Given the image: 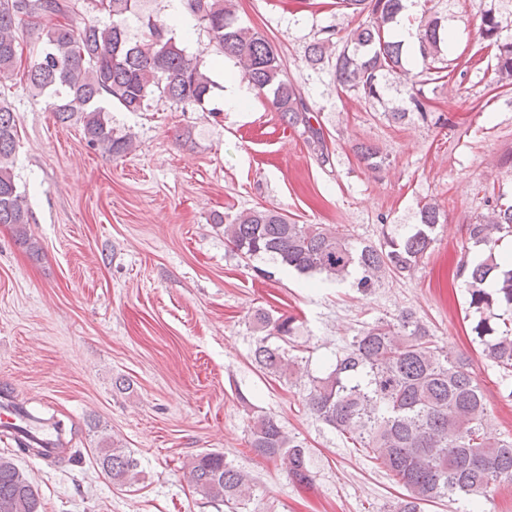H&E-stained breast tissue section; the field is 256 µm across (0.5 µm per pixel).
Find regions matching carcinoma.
Instances as JSON below:
<instances>
[{"instance_id": "cac0c4a2", "label": "carcinoma", "mask_w": 512, "mask_h": 512, "mask_svg": "<svg viewBox=\"0 0 512 512\" xmlns=\"http://www.w3.org/2000/svg\"><path fill=\"white\" fill-rule=\"evenodd\" d=\"M80 0H0V82L12 79L22 64L15 28L25 22L42 28L40 47L24 70L29 85L46 96L56 123L82 122L92 146L117 156L133 141L115 137L98 106L116 102L126 112H141L157 99L172 106L203 105L214 81L197 57H190L166 26L149 18L147 35L134 39L125 20L137 14L140 0H93L112 22L77 26L73 16ZM192 15L205 24L215 53L233 56L242 78L270 98L288 125L303 127L307 138L321 147L322 127H314L312 110L284 73L281 56L261 32L238 22L231 0H186ZM336 5L365 20L350 33L339 51L325 38L308 46L311 66L334 57L335 75L347 91L378 99L390 79L411 84L409 103L427 117L419 82L396 40L402 0H338ZM501 21L486 10L480 38L495 50L498 82L512 86V43L499 41ZM416 37L422 60L439 58L450 35L434 18L420 26ZM17 126L11 108L0 103V224L12 226L16 239L39 251L28 233L31 214L11 172ZM360 161L378 169L384 158L377 148L357 147ZM443 211L434 203L419 210V223L404 235H388L379 245L356 244L344 233L323 224H292L274 208L246 209L224 225V238L243 259L266 257L304 274L344 281L357 274L353 286L368 293L385 276L410 275L436 240ZM512 233V204L492 210L468 228L469 241L483 247L485 258L472 264L460 260L456 278L467 286L472 342L482 354L512 372V332L499 330L487 312L496 306L512 310V269L499 271L497 247L503 233ZM496 280L487 286L488 277ZM255 329L265 333L254 350L255 363L265 373L282 378L293 360L284 344L296 333V318H275L264 309L252 314ZM305 405L319 420L360 441L370 458L380 462L401 488L395 512H421L422 505L442 498L483 493L502 480L512 481V440L487 437V403L481 386L463 354H449L412 311L382 318L352 337L322 376L310 379ZM251 447L260 455L280 460L288 476L308 484V450L276 418L258 414L250 426ZM98 467L112 483L132 485L138 461L110 439L99 448ZM185 476L195 493L221 502L228 512H241L251 500L253 478L227 462L224 454L205 452L186 465ZM38 489L13 458L0 456V512H40Z\"/></svg>"}]
</instances>
